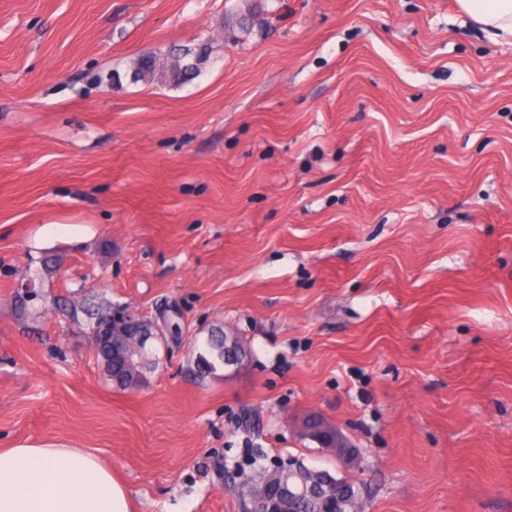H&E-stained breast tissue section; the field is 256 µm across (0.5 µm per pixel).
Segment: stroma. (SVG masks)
Wrapping results in <instances>:
<instances>
[{"label": "stroma", "mask_w": 512, "mask_h": 512, "mask_svg": "<svg viewBox=\"0 0 512 512\" xmlns=\"http://www.w3.org/2000/svg\"><path fill=\"white\" fill-rule=\"evenodd\" d=\"M241 4L0 0V448L86 449L135 512H242L258 455L365 512H512V43L456 0H265L247 38ZM185 45L192 81L132 79ZM89 297L179 314L137 388L55 308ZM218 329L251 353L199 375ZM325 428L330 435V437L326 441H318L316 440L317 433L308 430L303 421H299L296 425V433L316 441L317 445L320 448H323L331 456L335 457L338 462L344 468L347 467H358L361 463V457L356 448L351 444L348 438L344 435L341 428L337 425L325 421Z\"/></svg>", "instance_id": "stroma-1"}]
</instances>
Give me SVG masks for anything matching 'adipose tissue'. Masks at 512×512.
<instances>
[{
  "mask_svg": "<svg viewBox=\"0 0 512 512\" xmlns=\"http://www.w3.org/2000/svg\"><path fill=\"white\" fill-rule=\"evenodd\" d=\"M490 37L512 39V0H457ZM0 512H130L124 486L79 448H0Z\"/></svg>",
  "mask_w": 512,
  "mask_h": 512,
  "instance_id": "obj_1",
  "label": "adipose tissue"
}]
</instances>
